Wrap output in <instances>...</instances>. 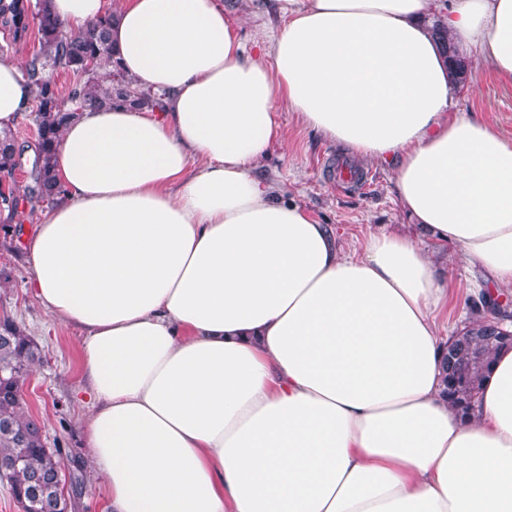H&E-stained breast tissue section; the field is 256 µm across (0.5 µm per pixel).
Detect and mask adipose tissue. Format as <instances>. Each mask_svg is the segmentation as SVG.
Listing matches in <instances>:
<instances>
[{"instance_id":"ef3b65f1","label":"adipose tissue","mask_w":512,"mask_h":512,"mask_svg":"<svg viewBox=\"0 0 512 512\" xmlns=\"http://www.w3.org/2000/svg\"><path fill=\"white\" fill-rule=\"evenodd\" d=\"M247 53L218 0H122L111 41L161 111H87L26 241L27 285L79 328L86 446L110 512H512V350L474 413L442 395L454 285L512 288V139L455 101L431 30L512 85V0H278ZM83 30L108 0H49ZM0 58V129L33 103ZM390 166L409 232L344 250L253 168L279 104ZM439 252L433 253V255L442 261L448 255V271L449 277L458 286L459 290L453 297V303L448 305V324L455 323L457 330L462 329L468 324L474 317L471 313V306L469 300H477L476 298L470 297L465 293L464 288L469 282H472L478 277V273L468 269L460 260L457 249L448 243V245L437 246ZM479 278V277H478Z\"/></svg>"}]
</instances>
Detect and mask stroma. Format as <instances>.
Returning <instances> with one entry per match:
<instances>
[{"label": "stroma", "instance_id": "1", "mask_svg": "<svg viewBox=\"0 0 512 512\" xmlns=\"http://www.w3.org/2000/svg\"><path fill=\"white\" fill-rule=\"evenodd\" d=\"M220 2L234 12L246 45L279 23L277 0L258 5L253 0ZM458 98L462 108L478 112L488 124L512 136V87L494 81L489 64L472 68ZM278 121L284 138L271 143L256 174L273 178L284 195L301 202L322 223L342 230L345 249H353L372 232L406 230L410 219L394 196L390 167L365 161L357 178L338 177L343 155L338 145L302 125L287 108H280ZM52 208L49 201L27 202L8 224L0 225V317L13 320L42 350L23 388L25 410L40 423L48 447L58 451L64 465L83 475L75 512H108L105 485L91 469L85 445L89 409L79 384V331L51 318L27 288L25 238ZM436 257L447 260L448 275L458 287L448 306V320L464 327L473 318L465 287L477 274L462 263L453 245L441 246Z\"/></svg>", "mask_w": 512, "mask_h": 512}]
</instances>
